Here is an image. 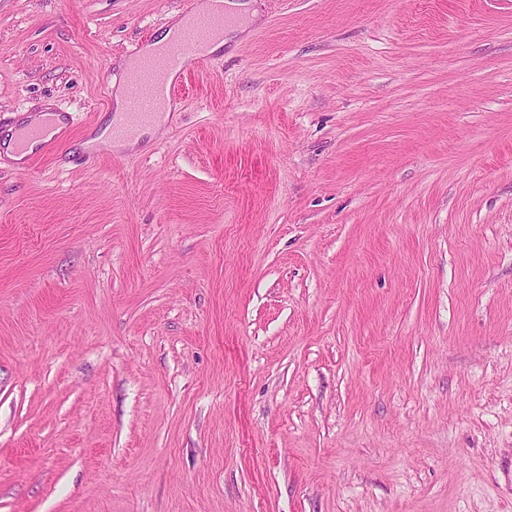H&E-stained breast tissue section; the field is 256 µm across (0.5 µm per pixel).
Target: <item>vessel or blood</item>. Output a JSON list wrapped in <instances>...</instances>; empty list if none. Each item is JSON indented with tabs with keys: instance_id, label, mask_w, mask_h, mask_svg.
I'll use <instances>...</instances> for the list:
<instances>
[{
	"instance_id": "1",
	"label": "vessel or blood",
	"mask_w": 512,
	"mask_h": 512,
	"mask_svg": "<svg viewBox=\"0 0 512 512\" xmlns=\"http://www.w3.org/2000/svg\"><path fill=\"white\" fill-rule=\"evenodd\" d=\"M185 17L187 22L180 32L157 53L141 59L130 78V97L134 102V110L114 124L115 132L130 134L151 122L167 100L174 97L178 77L206 61L205 44L223 36L225 27L236 22L233 14L224 12L220 7L204 15L190 7L186 9ZM34 141L47 146L54 143L51 122L23 129L17 147L26 150Z\"/></svg>"
}]
</instances>
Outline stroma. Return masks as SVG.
Segmentation results:
<instances>
[{
  "instance_id": "stroma-1",
  "label": "stroma",
  "mask_w": 512,
  "mask_h": 512,
  "mask_svg": "<svg viewBox=\"0 0 512 512\" xmlns=\"http://www.w3.org/2000/svg\"><path fill=\"white\" fill-rule=\"evenodd\" d=\"M0 0V512H512V0ZM218 7L208 14L197 13L191 1H186L184 12L187 22L184 28L175 34L155 54L141 59L138 68L130 78V98L134 102L133 112L123 115L113 130L120 134L133 133L138 127L151 122L160 112L167 99L174 97L179 83L168 82L170 74L184 76L194 67L207 60L204 45L211 39L223 37L209 47L210 54L224 49V44L231 34L240 28H231L224 33V28L236 23L233 14L224 13V4L216 0ZM50 109L46 108L42 112H36L33 114H23L22 119L19 120L18 126H16L12 134L8 135L6 139L2 141V148L6 155H8L15 162H23L26 156L35 150V147L38 146V143H34L30 146L28 152H20L25 151L29 144L33 141H40L44 145H52L55 142L56 136L51 135L53 128L51 124V120L48 119L45 121L47 117L54 118L55 122V134L60 135L65 128L66 122L65 118L61 114H51L49 115ZM45 121L44 123H42ZM42 123V124H41ZM41 124V125H39ZM37 125V126H36ZM33 126V127H32ZM28 127V128H25ZM25 128V129H23ZM23 129V130H22ZM11 130V131H12ZM22 130V131H21ZM21 131V133H20ZM20 133L17 141L16 148V140L17 136Z\"/></svg>"
}]
</instances>
